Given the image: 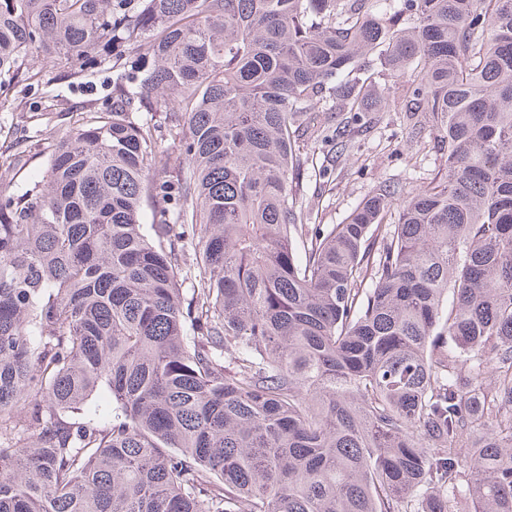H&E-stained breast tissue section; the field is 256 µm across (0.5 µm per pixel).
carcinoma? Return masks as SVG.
<instances>
[{"mask_svg": "<svg viewBox=\"0 0 512 512\" xmlns=\"http://www.w3.org/2000/svg\"><path fill=\"white\" fill-rule=\"evenodd\" d=\"M35 52L112 100L0 188V512H512V0H0ZM381 77L446 173L314 224Z\"/></svg>", "mask_w": 512, "mask_h": 512, "instance_id": "cac0c4a2", "label": "carcinoma"}]
</instances>
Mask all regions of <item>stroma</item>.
Segmentation results:
<instances>
[{
  "instance_id": "stroma-1",
  "label": "stroma",
  "mask_w": 512,
  "mask_h": 512,
  "mask_svg": "<svg viewBox=\"0 0 512 512\" xmlns=\"http://www.w3.org/2000/svg\"><path fill=\"white\" fill-rule=\"evenodd\" d=\"M27 66L43 70L49 83L19 79L0 93V147H11L20 163L12 185L21 188L41 175L46 163L45 146L56 126L72 113L105 105L112 96L109 71L100 70L86 79L64 77L63 66L30 56ZM363 113V125L347 127L351 147L334 158L328 146L306 141L300 151L311 159L299 185L316 213L317 223H342L351 211L384 182L413 190L444 173L442 151L430 132L413 137L415 122L409 113L385 108L372 101Z\"/></svg>"
}]
</instances>
